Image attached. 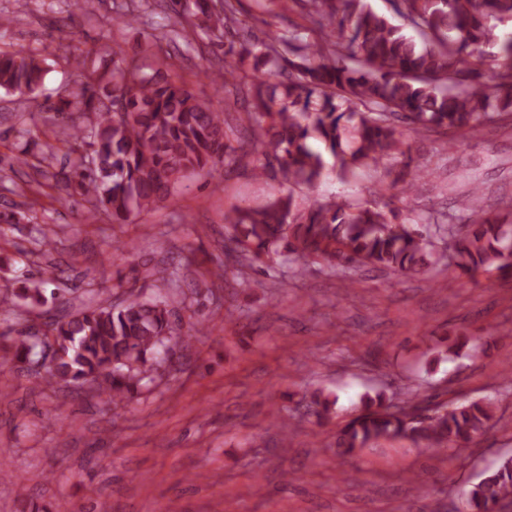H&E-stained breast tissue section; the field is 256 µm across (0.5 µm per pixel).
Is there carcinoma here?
Masks as SVG:
<instances>
[{
    "instance_id": "cac0c4a2",
    "label": "carcinoma",
    "mask_w": 512,
    "mask_h": 512,
    "mask_svg": "<svg viewBox=\"0 0 512 512\" xmlns=\"http://www.w3.org/2000/svg\"><path fill=\"white\" fill-rule=\"evenodd\" d=\"M317 25L316 37L296 32L266 42L231 39L237 29L234 0H165L182 17L167 41L144 42L139 49L158 60L146 73L123 51L100 63H87L77 46L71 51L77 71L75 89L48 111L65 120L78 113L81 125L68 127L70 169L51 174L56 183L77 189L116 224L169 200L187 175H208L248 158L245 146L261 150L255 175L279 176L288 183L312 185L331 156L339 174L381 168L372 202L336 200L309 206L293 196L278 197L260 208L239 207L229 219L224 266L239 274L266 259L285 257L301 274L314 260L349 280L361 267L420 273L448 258L463 274L480 269L512 271V200L485 206L484 192L473 186L457 203L467 213L466 230L455 232L426 215L405 222L377 199L401 184L411 187L431 175L413 166L408 140L430 132L444 135L442 149H454L452 134L474 130L494 116L512 114V34L493 32L512 22V0H390L403 24L392 23L367 0H294ZM142 0H127L123 23H141ZM413 29L420 42L404 33ZM203 35L224 47V71L211 81L238 90L240 72L252 60L246 81L241 129L225 125L208 99L174 78L167 60L177 41ZM292 55L288 69L279 65ZM46 59L25 47L0 49V92L29 96L41 86ZM324 151L313 148V142ZM446 233L450 251L437 249L434 237ZM16 298L31 309L47 305L40 288ZM180 315L165 293L115 302L98 297L81 302L48 324L46 340L21 330L0 345V366L22 364L31 370L44 349L55 343L60 354L35 371L47 388L89 385L117 407L130 402L157 375L161 350L171 343L187 349L201 321L181 332ZM337 399L322 390L307 407L329 420ZM412 398L395 404L375 390L336 433V450L352 456L381 439L405 438L415 445L448 449L482 435L496 416V404L478 399L442 406L420 419ZM512 501V458L505 456L481 474L460 496L459 512H493Z\"/></svg>"
}]
</instances>
